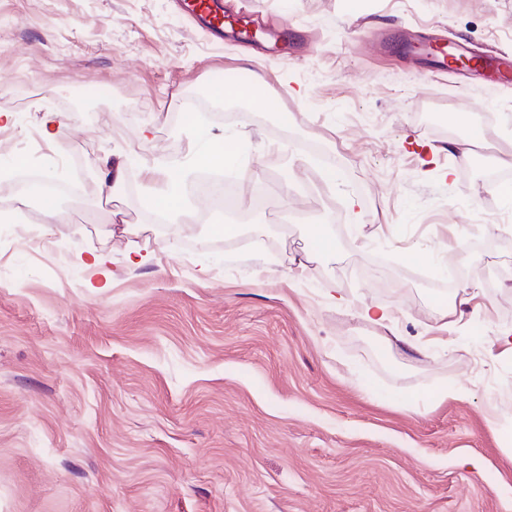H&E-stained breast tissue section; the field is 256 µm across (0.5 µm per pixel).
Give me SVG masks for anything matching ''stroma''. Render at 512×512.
Listing matches in <instances>:
<instances>
[{"label": "stroma", "mask_w": 512, "mask_h": 512, "mask_svg": "<svg viewBox=\"0 0 512 512\" xmlns=\"http://www.w3.org/2000/svg\"><path fill=\"white\" fill-rule=\"evenodd\" d=\"M224 11L290 54L216 39L176 0H0V113L14 117L0 169L15 174L0 179V512H512L498 423L512 396L487 387L512 385V246H478L512 225L488 189L512 159V82L376 42L512 55V0ZM219 78L258 79L256 99L210 97ZM46 112L68 116L52 140ZM456 112L493 134L469 136ZM224 137L248 145V173L194 167L195 142ZM116 161L112 199L99 171ZM171 161L184 209L155 222L144 189ZM31 174L84 189L56 193L50 220ZM205 175L241 204L208 206ZM315 224L334 249L303 274ZM134 247L148 263L127 265ZM93 252L110 258L101 292L79 262ZM452 258L460 278L438 290ZM365 305L394 308L393 324L363 320ZM441 386L462 394L434 399Z\"/></svg>", "instance_id": "stroma-1"}]
</instances>
